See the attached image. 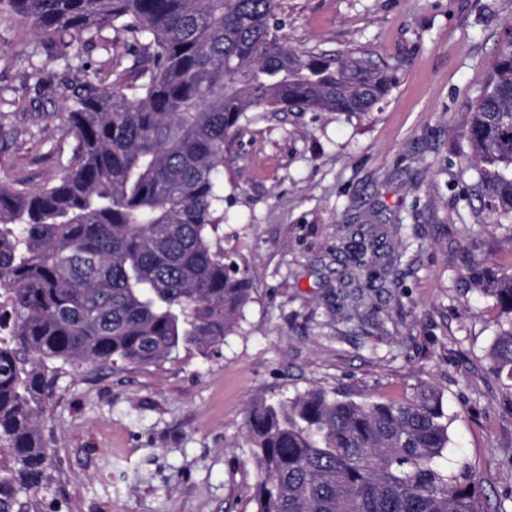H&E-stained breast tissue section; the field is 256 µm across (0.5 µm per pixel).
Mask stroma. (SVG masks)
Wrapping results in <instances>:
<instances>
[{"label": "stroma", "instance_id": "obj_1", "mask_svg": "<svg viewBox=\"0 0 512 512\" xmlns=\"http://www.w3.org/2000/svg\"><path fill=\"white\" fill-rule=\"evenodd\" d=\"M290 46L353 51L395 70L386 100L341 112H251L224 147L222 244L248 270L240 328L210 356L65 366L45 435L64 512H253L245 409L319 387L359 401L441 396L452 461L487 512H512V401L489 370L500 311L472 295L466 267L512 261V228L489 223L462 127L501 48L512 0H280ZM35 38L0 20V177L37 188L67 165L57 129L68 90L35 82ZM42 119L32 124V108ZM387 238L400 287L362 304L345 227Z\"/></svg>", "mask_w": 512, "mask_h": 512}]
</instances>
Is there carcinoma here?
<instances>
[{
	"label": "carcinoma",
	"instance_id": "carcinoma-1",
	"mask_svg": "<svg viewBox=\"0 0 512 512\" xmlns=\"http://www.w3.org/2000/svg\"><path fill=\"white\" fill-rule=\"evenodd\" d=\"M5 14L38 38L33 75H80L57 113L71 146L60 176L35 189L0 178V512H59L46 498L47 362L158 364L221 345L252 292L219 236L225 142L251 109L365 116L393 76L352 51L288 46L278 0H0ZM107 30L131 38L120 83ZM97 48L90 69L83 53ZM463 136L475 196L490 223L511 225L512 40ZM348 235L360 287H397L363 233ZM468 280L501 310L489 358L512 400V265ZM244 427L254 512H484L468 467L445 463L448 414L429 386L388 402L311 388L248 407Z\"/></svg>",
	"mask_w": 512,
	"mask_h": 512
}]
</instances>
